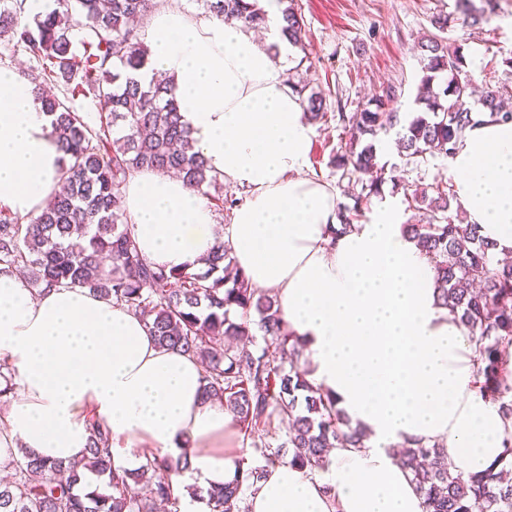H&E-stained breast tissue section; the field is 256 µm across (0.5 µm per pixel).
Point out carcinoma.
<instances>
[{"instance_id": "1", "label": "carcinoma", "mask_w": 512, "mask_h": 512, "mask_svg": "<svg viewBox=\"0 0 512 512\" xmlns=\"http://www.w3.org/2000/svg\"><path fill=\"white\" fill-rule=\"evenodd\" d=\"M205 13L233 18L257 27L264 20L259 0H200ZM282 11V30L293 46H303L305 25L295 0ZM474 0H455L456 11L472 30L492 19V10ZM25 0H0V40L13 43L35 61L32 84L61 86L71 94L92 96L107 118L98 125L76 111L71 100L41 94L54 116L53 129L62 153L63 190L26 224L0 218V273L24 270L36 290L79 286L127 308L145 322L161 348L180 351L204 366L205 394L233 415L242 443L259 455L258 464L238 460L236 479L222 489L190 488L191 498L209 512H242L240 503L256 487L265 468L287 462L311 471L329 465L327 449L345 441L360 446L361 432L337 406L336 398L308 379L301 364L304 345L284 322L276 295L252 287L224 244L219 243L203 268L179 270L156 266L139 252L133 226L123 208L122 187L137 172L175 173L202 191L218 184L195 150L182 120L170 82H140L135 72L147 64L148 52L134 27L153 0H58V10L29 19ZM450 14L430 19L435 33L422 45V76L415 108L402 116L389 108L396 90L388 86L360 111L339 114L352 139L332 164L341 178L361 186L350 202L337 206L338 223L328 234L336 239L360 216V203L378 196L385 183L376 142L397 130L399 155L418 168L429 159L450 158L474 115L473 76L464 71L461 47L443 37ZM82 45L85 52L76 51ZM507 89H489L478 100L492 122L512 121L504 105ZM312 123L330 120L326 95L313 91L303 100ZM418 218L401 232L428 255L434 265L437 299L469 331L476 345V389L497 402L512 418V384L502 353L512 345V264L496 260L497 244L477 224H465L452 213L453 186L437 181L427 188L395 183ZM262 338L275 345L251 350L245 340ZM286 423L273 443V419ZM87 454L67 465L22 452L10 460L13 478L0 483V512H157L158 506L180 512V488L172 474L188 468L155 454L133 473L113 460L109 429L87 422ZM487 472L464 479L453 475L438 445L422 442L399 453L398 461L413 476L425 512H512V441ZM291 448L290 459L283 449ZM104 479L103 488L80 491L84 471ZM140 486L131 491L130 483Z\"/></svg>"}]
</instances>
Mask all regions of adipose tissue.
<instances>
[{
  "instance_id": "ef3b65f1",
  "label": "adipose tissue",
  "mask_w": 512,
  "mask_h": 512,
  "mask_svg": "<svg viewBox=\"0 0 512 512\" xmlns=\"http://www.w3.org/2000/svg\"><path fill=\"white\" fill-rule=\"evenodd\" d=\"M263 31L169 7L142 37L211 173L247 197L216 228L204 197L181 178L137 172L123 188L127 220L151 263L181 268L223 242L251 284L274 291L304 342L315 385L365 436L331 449L328 469L268 468L248 512H424L393 451L418 440L444 446L452 473L485 471L503 453L499 406L473 387L467 330L439 305L428 258L382 203L368 224L330 239V185L307 172L312 130L286 77L291 44L277 0H262ZM277 44L270 53L268 44ZM52 117L31 85L0 69V207L36 215L59 186ZM456 202L499 252H512V122L469 129L448 161ZM0 360L10 401L0 414V462L17 448L51 461L86 452L84 410L112 433L116 465L138 451L187 456L176 483L212 489L237 475L225 449L232 415L203 392L193 357L159 347L140 318L80 287L29 288L0 274Z\"/></svg>"
}]
</instances>
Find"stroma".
I'll return each mask as SVG.
<instances>
[{
	"mask_svg": "<svg viewBox=\"0 0 512 512\" xmlns=\"http://www.w3.org/2000/svg\"><path fill=\"white\" fill-rule=\"evenodd\" d=\"M304 18L303 49L293 52L287 70L291 82L308 90H324L328 112L356 111L361 102L395 86L392 107L411 111L421 77V45L431 35L433 13L453 11L455 0H297ZM449 41L462 47L465 69L478 83L512 89V73L502 66L512 56V0H498L496 14L480 32L452 21ZM349 136L337 121L312 127L308 172L330 184L337 201H345L347 181L330 161ZM380 162L397 178L422 186L448 177V162L430 160L421 168L402 166L392 149H378Z\"/></svg>",
	"mask_w": 512,
	"mask_h": 512,
	"instance_id": "obj_1",
	"label": "stroma"
}]
</instances>
